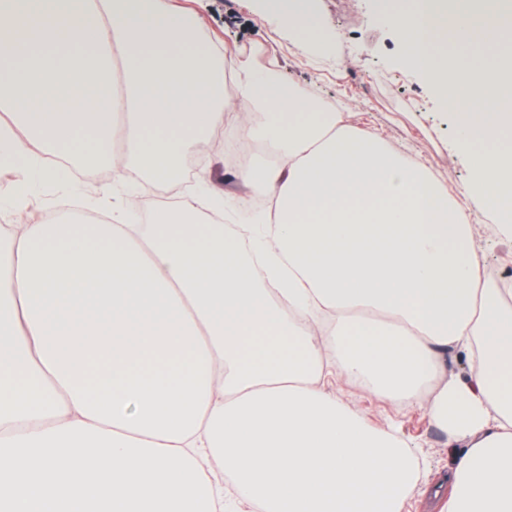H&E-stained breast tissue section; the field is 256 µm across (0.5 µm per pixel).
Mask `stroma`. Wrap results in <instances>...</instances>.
Segmentation results:
<instances>
[{
  "instance_id": "obj_1",
  "label": "stroma",
  "mask_w": 512,
  "mask_h": 512,
  "mask_svg": "<svg viewBox=\"0 0 512 512\" xmlns=\"http://www.w3.org/2000/svg\"><path fill=\"white\" fill-rule=\"evenodd\" d=\"M193 10L201 32L224 55L276 72L287 84L313 91L326 105L349 106L359 132L380 134L395 149L417 154L455 197L472 189L473 154L458 145L455 112L442 105L426 77L408 61L404 44L376 0H311L323 21L324 38L308 42L277 20L257 14L255 0H174ZM87 208L84 195L42 189L23 215L70 213ZM475 242L485 270L497 281L512 279V240L495 233L494 217L483 214ZM337 393L370 424L396 427L416 447L421 478L405 512H436V498L448 495V473L460 453L414 407L395 409L359 384L342 381Z\"/></svg>"
}]
</instances>
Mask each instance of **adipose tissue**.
<instances>
[{
    "label": "adipose tissue",
    "mask_w": 512,
    "mask_h": 512,
    "mask_svg": "<svg viewBox=\"0 0 512 512\" xmlns=\"http://www.w3.org/2000/svg\"><path fill=\"white\" fill-rule=\"evenodd\" d=\"M263 8L323 32L307 0ZM228 136L275 156L234 173L259 227L225 229L202 174L170 206L122 200ZM100 161L106 222L0 229V512H404L416 452L337 378L464 445L438 512H512V288L418 157L228 61L168 0H0V210Z\"/></svg>",
    "instance_id": "ef3b65f1"
}]
</instances>
